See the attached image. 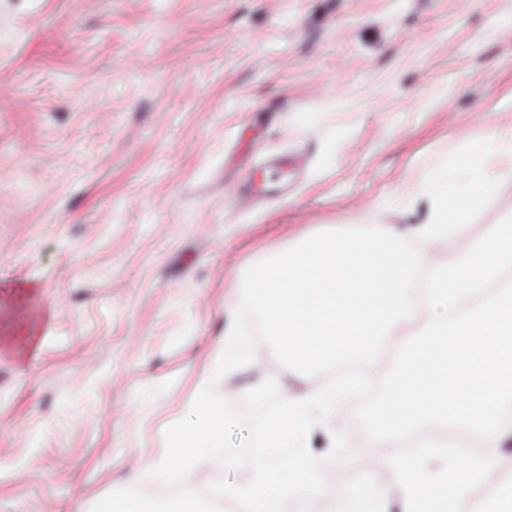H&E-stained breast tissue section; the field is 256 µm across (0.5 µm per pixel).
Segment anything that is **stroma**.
Returning a JSON list of instances; mask_svg holds the SVG:
<instances>
[{
    "mask_svg": "<svg viewBox=\"0 0 512 512\" xmlns=\"http://www.w3.org/2000/svg\"><path fill=\"white\" fill-rule=\"evenodd\" d=\"M275 120H268V113ZM512 133V0H0V512H91L149 472L241 303L243 274L326 228L428 213L424 174ZM304 155L285 199L243 192ZM512 215V178L445 263ZM291 375L270 345L234 398ZM345 483L374 468L354 417Z\"/></svg>",
    "mask_w": 512,
    "mask_h": 512,
    "instance_id": "obj_1",
    "label": "stroma"
}]
</instances>
